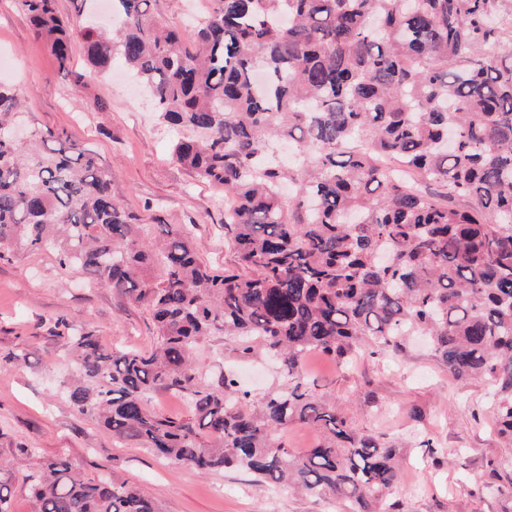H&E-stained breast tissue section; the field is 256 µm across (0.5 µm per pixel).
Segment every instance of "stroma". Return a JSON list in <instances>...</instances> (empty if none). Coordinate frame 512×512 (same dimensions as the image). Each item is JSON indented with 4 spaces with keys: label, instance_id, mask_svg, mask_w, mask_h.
I'll use <instances>...</instances> for the list:
<instances>
[{
    "label": "stroma",
    "instance_id": "35a3bbf8",
    "mask_svg": "<svg viewBox=\"0 0 512 512\" xmlns=\"http://www.w3.org/2000/svg\"><path fill=\"white\" fill-rule=\"evenodd\" d=\"M0 49L15 60L0 82L28 92L29 119L41 129L64 130L94 150L112 170V195L144 215L147 230L184 225L200 244V257L221 270L234 264L224 242V197L171 156L176 130L158 124L153 99L135 90L121 60L112 73L73 50L82 84L61 78L54 57L14 0H0ZM92 327L105 348L152 344V326L140 306L83 274L62 273L53 254L12 250L0 259V457L18 443L40 455L68 460L83 476L137 484L163 512H348L331 494L303 495L256 482L245 470L202 475L166 461L133 441H119L94 418L67 403L60 383L71 366L54 321ZM201 369L234 372L254 392L275 380L273 367L243 359L215 341ZM27 359L12 361L15 352ZM304 371L329 407L352 425L406 440L401 484L394 497L402 512H512V447L494 429L488 386L463 383L441 367L421 338L405 341L397 356H364L340 370L311 353Z\"/></svg>",
    "mask_w": 512,
    "mask_h": 512
}]
</instances>
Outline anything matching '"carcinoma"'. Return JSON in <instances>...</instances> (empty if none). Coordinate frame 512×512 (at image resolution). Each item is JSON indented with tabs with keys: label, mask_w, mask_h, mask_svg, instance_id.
<instances>
[{
	"label": "carcinoma",
	"mask_w": 512,
	"mask_h": 512,
	"mask_svg": "<svg viewBox=\"0 0 512 512\" xmlns=\"http://www.w3.org/2000/svg\"><path fill=\"white\" fill-rule=\"evenodd\" d=\"M14 2L62 76L80 80L76 44L99 72L121 59L183 131L173 158L228 202L236 267L218 271L181 227L145 235L112 170L65 132L16 136L27 92L0 84V250L53 252L153 326L150 349L108 353L56 318L74 411L201 474L244 469L349 512H400L396 445L328 407L303 362L396 353L422 332L455 379L492 387L512 445V0H210L184 32L151 0H112L114 31L62 18L57 0ZM215 336L276 360V385L209 378L198 355ZM157 391L188 414L151 409ZM294 422L320 442L288 448ZM15 472L34 512H161L137 486L23 443L0 461V512Z\"/></svg>",
	"instance_id": "1"
}]
</instances>
